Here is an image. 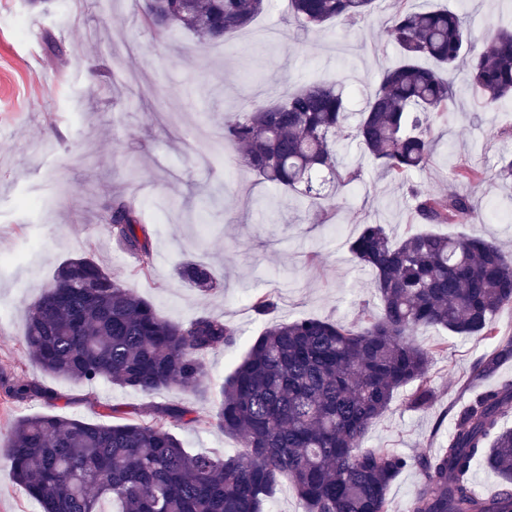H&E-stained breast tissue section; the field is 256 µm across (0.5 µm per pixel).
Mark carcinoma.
<instances>
[{
    "mask_svg": "<svg viewBox=\"0 0 512 512\" xmlns=\"http://www.w3.org/2000/svg\"><path fill=\"white\" fill-rule=\"evenodd\" d=\"M376 0H288L304 31L364 20ZM269 0H144L143 18L159 32L185 29L208 42L248 27ZM388 35L401 61L381 75L379 88L359 113L352 139L386 176L406 184L431 161L434 123L454 107L447 73L469 57L470 87L484 111L512 96V27L500 25L480 52L460 14L417 10L395 0ZM348 120V96L333 83H311L224 123V140L243 150V163L262 179L302 199L332 196L360 179L337 159L336 136ZM458 181L478 184L483 172L453 168ZM423 224H472L466 195L411 189ZM107 232L151 268L152 246L141 214L126 200L108 201ZM374 274L377 311L356 322L320 318L267 328L226 378L212 412L180 402L151 403L121 423L89 422L55 414L17 420L7 459L12 480L41 512H265L268 498L289 481L302 512H390L388 490L407 467L424 485L408 512H512V379L475 391L455 415L448 439L433 451L407 457L363 448L372 423L400 391L424 408L433 399L434 359L411 335L428 327L457 335L496 338L492 318L512 308V253L477 232H416L393 239L383 224H366L350 244ZM182 281L209 292L205 265L187 260ZM251 308L267 316L276 295L256 294ZM235 330L202 314L174 323L123 287L94 259L62 262L29 309L23 345L43 371L91 385L101 378L151 396L178 388L209 401L203 358L233 343ZM512 360V339L499 340L473 366L477 387ZM15 400L56 398L35 382L9 389ZM237 437L234 456L190 453L176 426L211 422ZM502 483L492 503L472 483L477 465Z\"/></svg>",
    "mask_w": 512,
    "mask_h": 512,
    "instance_id": "1",
    "label": "carcinoma"
}]
</instances>
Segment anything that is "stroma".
I'll return each instance as SVG.
<instances>
[{"instance_id":"obj_1","label":"stroma","mask_w":512,"mask_h":512,"mask_svg":"<svg viewBox=\"0 0 512 512\" xmlns=\"http://www.w3.org/2000/svg\"><path fill=\"white\" fill-rule=\"evenodd\" d=\"M412 4L461 14L477 48L498 21L512 20V0ZM141 5L0 0V447L13 422L34 413L96 421L112 407L130 417L151 401L199 405L179 389L148 397L104 379L81 386L28 359V311L67 258L91 255L171 321L224 318L235 343L204 358L215 394L273 322L317 317L349 324L360 308L377 309L372 274L357 265L349 244L375 222L398 239L419 231L408 185L469 193L478 231L512 251V183L496 176L500 159L512 156V99L481 111L465 70L451 72L455 108L435 127L430 163L407 185L387 177L345 131L337 137L340 159L362 176L333 200L308 207L251 173L224 140L225 118L316 78L358 88L349 101V118L357 120L383 70L398 61L388 36L391 0H378L364 20L317 33L302 32L287 7L270 8L213 44L181 29L156 35L143 24ZM50 37L60 55L48 51ZM459 163L481 169L483 183L471 190L454 181L450 172ZM118 195L133 202L147 227L149 274L139 273L135 256L99 219L102 203ZM187 259L210 268L215 291L204 295L179 279L176 268ZM259 291L279 295L275 312L263 318L251 309ZM415 340L445 347L432 368L434 399L415 410L396 397L364 447L408 457L437 448L469 396L473 364L489 349L487 341L435 328ZM17 379L54 389L59 398L10 399L3 386ZM175 433L195 452L241 451L238 439L213 424Z\"/></svg>"}]
</instances>
